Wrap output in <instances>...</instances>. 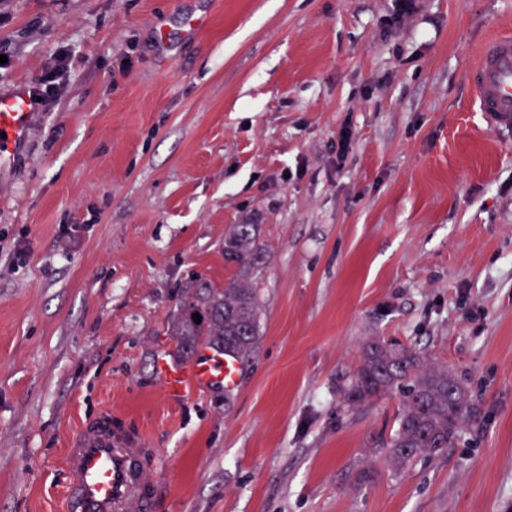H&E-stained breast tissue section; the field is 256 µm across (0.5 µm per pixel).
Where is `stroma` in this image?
Returning <instances> with one entry per match:
<instances>
[{"mask_svg": "<svg viewBox=\"0 0 512 512\" xmlns=\"http://www.w3.org/2000/svg\"><path fill=\"white\" fill-rule=\"evenodd\" d=\"M416 6L0 0V94L59 87L0 167V512H64L63 450L105 406L156 457L152 512H512V128L469 84L512 0ZM245 221L261 340L232 395L171 400L169 315L232 275ZM375 336L479 406L398 474L400 396L340 393Z\"/></svg>", "mask_w": 512, "mask_h": 512, "instance_id": "35a3bbf8", "label": "stroma"}]
</instances>
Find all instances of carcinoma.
Instances as JSON below:
<instances>
[{"mask_svg": "<svg viewBox=\"0 0 512 512\" xmlns=\"http://www.w3.org/2000/svg\"><path fill=\"white\" fill-rule=\"evenodd\" d=\"M265 259L259 226L234 225L224 237V260L234 274L222 287L195 280L170 316L168 331L176 341V355L187 360L201 345L240 360L251 354L261 337L259 284ZM195 313L201 322L193 320ZM395 392L402 408L385 454L393 472L447 451L462 423L475 413L463 384L448 379V368L427 363L423 352L410 345L377 336L365 344L343 396L356 404Z\"/></svg>", "mask_w": 512, "mask_h": 512, "instance_id": "carcinoma-1", "label": "carcinoma"}]
</instances>
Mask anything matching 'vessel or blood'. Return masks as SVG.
Returning a JSON list of instances; mask_svg holds the SVG:
<instances>
[{"label": "vessel or blood", "instance_id": "1", "mask_svg": "<svg viewBox=\"0 0 512 512\" xmlns=\"http://www.w3.org/2000/svg\"><path fill=\"white\" fill-rule=\"evenodd\" d=\"M475 102L487 121L512 126V33L486 41L471 74ZM30 97L17 91L0 94V164L28 135ZM165 392L176 400L213 386L234 391L241 379L239 360L210 349L187 365L159 360ZM68 473L65 512H151L157 491L152 456L140 429L115 410L102 408L71 436L63 458Z\"/></svg>", "mask_w": 512, "mask_h": 512}]
</instances>
